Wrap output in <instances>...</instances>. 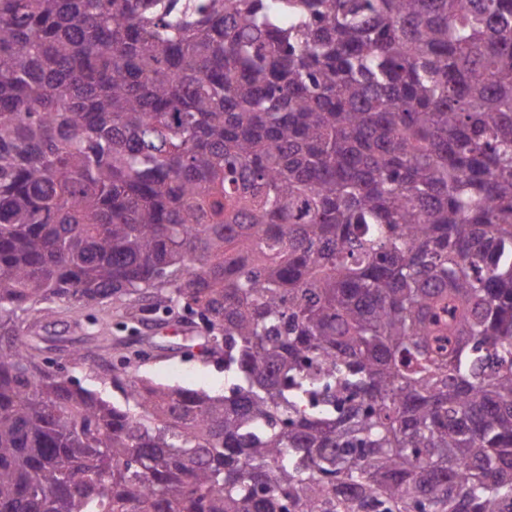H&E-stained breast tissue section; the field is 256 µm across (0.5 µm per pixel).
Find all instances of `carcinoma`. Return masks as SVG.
Instances as JSON below:
<instances>
[{
    "label": "carcinoma",
    "mask_w": 512,
    "mask_h": 512,
    "mask_svg": "<svg viewBox=\"0 0 512 512\" xmlns=\"http://www.w3.org/2000/svg\"><path fill=\"white\" fill-rule=\"evenodd\" d=\"M0 512H512V0H0ZM43 326L44 336H56L57 339L49 344H54L52 350L46 352V356L51 359L54 368L61 369L66 374L78 378L83 385L103 389V391L112 400V394L115 398L116 393L112 390V384L106 380V384H100L102 378L109 374V368L112 360L116 359L120 351L105 350L100 348L94 341L88 338L87 322L83 320L81 324H76L74 314H56L49 320H30L27 325ZM75 345H84L87 348L88 358L81 367L73 368L69 363L67 352ZM139 336L150 338L165 350L154 349L150 351L146 345L135 342L137 349L144 348L148 357L138 362V371L141 375L149 376L157 381L169 384H180L193 388H203L211 392H222L224 388V368L212 361H204L200 356L185 359L183 351L194 347L189 336H199L201 328H189L182 323H170L163 327L156 326L151 321H144L137 325ZM171 327L177 328V330ZM184 332H183V331ZM179 365L182 375L173 371Z\"/></svg>",
    "instance_id": "1"
}]
</instances>
